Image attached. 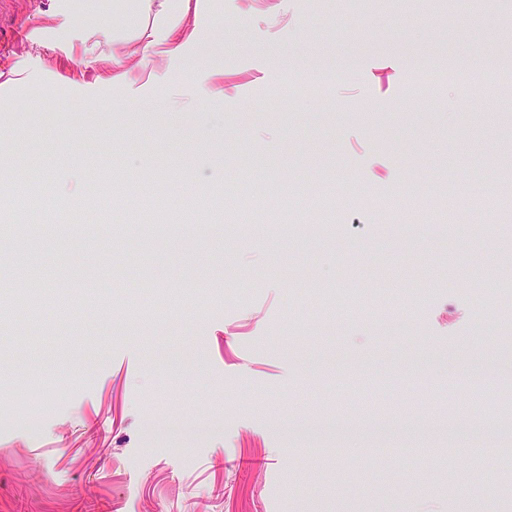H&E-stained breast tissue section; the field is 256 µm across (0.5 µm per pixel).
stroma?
Wrapping results in <instances>:
<instances>
[{
    "mask_svg": "<svg viewBox=\"0 0 512 512\" xmlns=\"http://www.w3.org/2000/svg\"><path fill=\"white\" fill-rule=\"evenodd\" d=\"M128 28L125 0H0V512H512L498 417L496 457L444 443L476 384L512 402V84L413 82L501 66L512 11L188 0L158 79L100 80ZM377 407L443 465L292 433ZM472 78L468 71L448 68L441 72H419L415 76V81L422 87H438L453 82L466 83ZM343 76L341 73L310 75L305 82V88L310 93L326 95L335 88Z\"/></svg>",
    "mask_w": 512,
    "mask_h": 512,
    "instance_id": "35a3bbf8",
    "label": "stroma"
}]
</instances>
